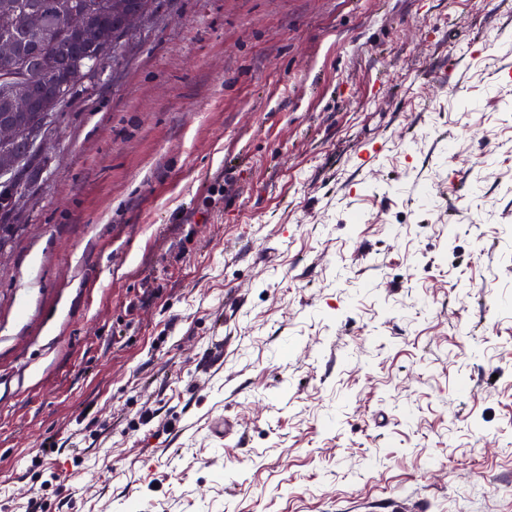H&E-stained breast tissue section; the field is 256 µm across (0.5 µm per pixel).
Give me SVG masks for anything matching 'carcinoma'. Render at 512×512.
I'll return each mask as SVG.
<instances>
[{
    "instance_id": "obj_1",
    "label": "carcinoma",
    "mask_w": 512,
    "mask_h": 512,
    "mask_svg": "<svg viewBox=\"0 0 512 512\" xmlns=\"http://www.w3.org/2000/svg\"><path fill=\"white\" fill-rule=\"evenodd\" d=\"M156 0H0V41L11 43L15 56L9 63L0 60V114L3 113V89L17 75L30 89H43L44 70L30 59L36 53L46 61L68 67L70 83L62 86L64 96L51 112L18 115L17 124L29 130V149L0 148V158L8 162L7 175L0 176V255L27 229L11 215L24 197L35 194L42 174L51 163L49 144L65 119L73 89L91 77L97 66L117 51L130 29L124 22L128 14L150 17ZM72 12L91 14L98 26V36L89 40L75 38L59 26L58 17ZM38 14L41 25L32 27L29 16Z\"/></svg>"
}]
</instances>
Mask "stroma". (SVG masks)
<instances>
[{"label": "stroma", "instance_id": "stroma-1", "mask_svg": "<svg viewBox=\"0 0 512 512\" xmlns=\"http://www.w3.org/2000/svg\"><path fill=\"white\" fill-rule=\"evenodd\" d=\"M52 154L0 512H512V0H160Z\"/></svg>", "mask_w": 512, "mask_h": 512}]
</instances>
